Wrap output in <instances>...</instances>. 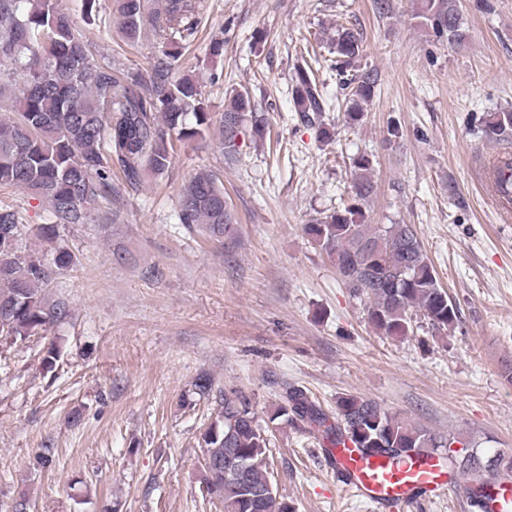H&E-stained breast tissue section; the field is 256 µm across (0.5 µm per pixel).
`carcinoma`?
Returning <instances> with one entry per match:
<instances>
[{"label": "carcinoma", "mask_w": 512, "mask_h": 512, "mask_svg": "<svg viewBox=\"0 0 512 512\" xmlns=\"http://www.w3.org/2000/svg\"><path fill=\"white\" fill-rule=\"evenodd\" d=\"M78 9L62 0H0V53L9 59L0 71V187L23 188L48 206L49 223L26 226L18 211L0 205V335L25 340L69 316L68 304L49 300L56 275L75 263L59 246L48 252L23 245L34 236L57 237L60 224H84L92 209L112 203L118 184L135 188L145 178L169 171L177 148L205 137L214 117L204 108L200 84L179 72L182 45L194 35L203 0H113V28L134 43L151 31L164 44L149 71L101 65L91 43L79 32L77 16L98 12L99 0H76ZM416 17L448 41L467 39L457 0H421ZM340 88L351 89L345 119L356 125L363 104L375 95L377 75L356 65L362 52L361 33L336 29ZM295 111L311 120L325 111L326 100L312 70L298 68L291 85ZM220 146L232 160L240 136L265 139L267 122L258 115L246 91L225 95L219 118ZM478 131L490 141L512 144V109L486 113ZM373 162L362 154L353 159L351 202L304 225V232L336 267L341 281L367 303L369 322L391 337L412 330L409 312L424 317L432 329L448 330L459 321L457 305L441 285L437 271L410 224H368L364 206L374 192ZM512 173V155L498 154L485 164L489 186ZM179 220L205 238L233 241L237 223L213 171L201 169L183 186ZM331 422L307 394L283 388L270 423L309 422L321 428L327 452L351 443L395 457L408 454L448 455L461 473L476 483L469 489L471 506L491 512L492 497L479 478L512 474V457L483 458L466 438L440 434L385 411L376 401L352 394L336 397ZM206 456L241 467V478L207 469L210 493L224 491V512H294L278 493L270 473V436L256 420L251 400L236 389L224 391L220 414L201 434Z\"/></svg>", "instance_id": "obj_1"}]
</instances>
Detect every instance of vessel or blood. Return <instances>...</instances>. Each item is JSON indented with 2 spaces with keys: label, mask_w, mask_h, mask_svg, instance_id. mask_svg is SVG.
Instances as JSON below:
<instances>
[{
  "label": "vessel or blood",
  "mask_w": 512,
  "mask_h": 512,
  "mask_svg": "<svg viewBox=\"0 0 512 512\" xmlns=\"http://www.w3.org/2000/svg\"><path fill=\"white\" fill-rule=\"evenodd\" d=\"M334 460L349 488L375 512H404L416 498L437 495L458 481L438 456L396 458L349 445L336 449Z\"/></svg>",
  "instance_id": "obj_1"
}]
</instances>
